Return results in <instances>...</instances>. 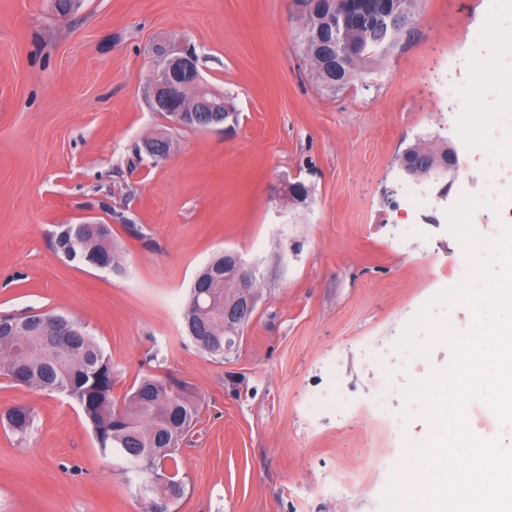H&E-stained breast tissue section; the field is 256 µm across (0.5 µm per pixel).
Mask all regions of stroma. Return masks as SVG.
I'll return each mask as SVG.
<instances>
[{
    "label": "stroma",
    "mask_w": 512,
    "mask_h": 512,
    "mask_svg": "<svg viewBox=\"0 0 512 512\" xmlns=\"http://www.w3.org/2000/svg\"><path fill=\"white\" fill-rule=\"evenodd\" d=\"M409 32L345 89L325 88L303 50L293 0H0V314L82 323L114 365L115 389L161 375L188 382L199 419L180 444L174 512H382L395 460L428 442L429 407L406 403L452 366L393 347L420 308L460 283L468 257L446 211L484 196L479 235L512 208V109L482 77L512 76V51L484 39L512 27L505 0H418ZM187 44L201 78L239 114L232 132L181 128L149 95L155 46ZM474 97H464V88ZM492 114L483 142L466 126ZM173 144L138 156L145 139ZM452 144L475 187L402 180L410 145ZM302 180L307 205H286ZM397 192L399 208L383 204ZM110 225L117 264L55 250L63 224ZM256 268L257 304L234 354L187 334L196 273L217 253ZM32 408L26 438L0 427V512H145L124 463L102 453L81 409L0 376V413ZM485 39L494 49L503 50L512 46V33L503 31L496 19L489 18L485 24Z\"/></svg>",
    "instance_id": "1"
}]
</instances>
